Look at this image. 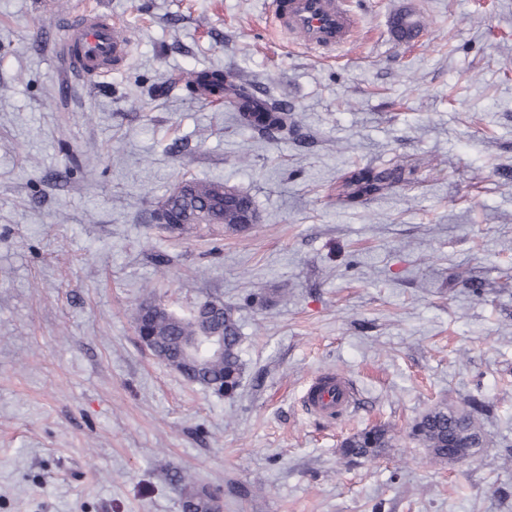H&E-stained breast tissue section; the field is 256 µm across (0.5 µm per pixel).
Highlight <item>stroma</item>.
<instances>
[{"mask_svg":"<svg viewBox=\"0 0 512 512\" xmlns=\"http://www.w3.org/2000/svg\"><path fill=\"white\" fill-rule=\"evenodd\" d=\"M86 3L0 0V512H183L187 476L222 512H512V0H352L359 32L329 58L268 0H97L131 52L72 82L56 43ZM185 70L298 122L253 132ZM396 162L409 180L337 200L349 166ZM190 178L249 195L259 223H152ZM146 299L233 307L234 395L142 345ZM330 370L359 392L335 424L302 404ZM476 400L483 447L426 465L414 421ZM376 424L392 448L344 463Z\"/></svg>","mask_w":512,"mask_h":512,"instance_id":"1","label":"stroma"}]
</instances>
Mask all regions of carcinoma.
Wrapping results in <instances>:
<instances>
[{
	"label": "carcinoma",
	"instance_id": "obj_1",
	"mask_svg": "<svg viewBox=\"0 0 512 512\" xmlns=\"http://www.w3.org/2000/svg\"><path fill=\"white\" fill-rule=\"evenodd\" d=\"M393 26L396 33L405 38L414 35L418 22L405 13L394 19ZM179 80L193 93L198 86L206 85L218 95L229 94L227 103L239 112L241 124L253 131L273 134L296 125L295 116L288 109L269 111L266 103L255 98L247 87L224 83V76L219 72H186L179 75ZM351 173L354 180H341L337 192L339 197L352 202L379 194L401 179L397 167L382 170L356 167ZM162 207L168 220L167 230L179 234L196 232L202 220L207 224H221L226 232L241 234L251 228V222L259 220L249 196L220 182L186 179L182 191L168 194ZM201 305L211 306L215 318L224 324V359L199 374L198 384L231 395L240 386L244 373L242 338L234 310L213 299ZM133 319L138 335L150 337L151 342L161 347L167 360L178 354L182 337L192 336L197 330L194 318H182L172 312L147 316L138 308ZM482 409L483 405L474 403L469 411L460 415L446 407L432 408L414 422L409 437L425 449L430 464L461 461L482 445L483 436L475 420V413ZM392 441L390 428L376 425L346 437L340 444V454L349 462L374 459L392 447ZM213 498L214 493L206 489L194 490L186 496L196 504L197 512H210Z\"/></svg>",
	"mask_w": 512,
	"mask_h": 512
}]
</instances>
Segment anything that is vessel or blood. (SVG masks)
<instances>
[{
  "label": "vessel or blood",
  "mask_w": 512,
  "mask_h": 512,
  "mask_svg": "<svg viewBox=\"0 0 512 512\" xmlns=\"http://www.w3.org/2000/svg\"><path fill=\"white\" fill-rule=\"evenodd\" d=\"M275 21L300 36L314 52L330 51L351 43L358 19L348 0H271ZM119 24L94 7H86L71 21L58 55L66 67L86 79H95L120 67L129 45L117 34ZM357 394L344 373L327 371L307 384L303 405L317 418L336 422L355 405Z\"/></svg>",
  "instance_id": "b4317fda"
}]
</instances>
